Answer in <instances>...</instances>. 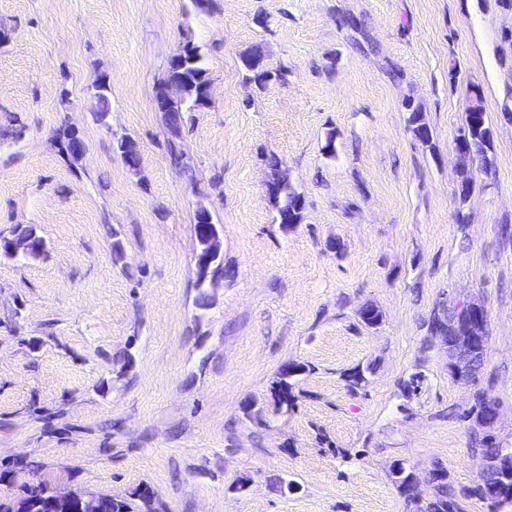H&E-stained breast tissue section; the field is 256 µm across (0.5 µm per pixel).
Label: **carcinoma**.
Masks as SVG:
<instances>
[{
    "label": "carcinoma",
    "instance_id": "carcinoma-1",
    "mask_svg": "<svg viewBox=\"0 0 512 512\" xmlns=\"http://www.w3.org/2000/svg\"><path fill=\"white\" fill-rule=\"evenodd\" d=\"M183 54L186 68V79L179 82L180 93L173 98L165 95L164 85L175 80L173 74H167L157 86L155 97L163 99V104L157 107V111L163 113L165 124L170 138L171 155L174 161L182 157L180 150V132L183 126L182 102L189 98L193 105L200 107L206 104L207 82L204 79L202 56L198 47L187 42L180 49ZM262 60V52L259 48H252L243 53V62L246 69L252 72L248 80L258 86H263L269 81L279 77V73L265 71V75L258 76L253 72V63ZM409 111L408 125L413 135L423 143L430 142L431 133L424 122L421 106L410 101L406 102ZM458 138L468 146V155L461 161L462 171L467 173L474 169L487 173L493 167V131L487 118L484 106V97L481 88L473 85L470 88V104L466 112L464 127ZM282 160L272 155L268 159L269 179L273 182V189L268 191L269 197L277 208L279 221L282 224H298L302 220L304 208L303 196L288 181L280 176L279 167ZM209 229L214 233L213 238L205 237L202 224L195 223V232L199 248L204 250L213 247H222V241L218 226L212 224ZM13 247L17 252L31 256H38L44 251V241L38 236L32 227L17 226L12 234ZM7 246L0 248V254L10 256ZM207 274L203 270L197 271L196 288L198 294L196 304L200 308L210 305L207 288ZM306 372V366L300 363H288L282 366L277 377L270 386L273 411L283 414L293 409L296 396L294 389L296 377ZM495 401L488 398L485 393L478 392L474 398V404L470 407L467 416L476 420L485 416ZM475 444L474 452L480 459L478 482L467 488L457 489L448 482L447 468L437 463L430 470L431 479L429 485L431 492L424 494L414 489L416 483L413 466L405 460L394 463L391 474L392 482L399 493L404 497L407 512H462L460 501L464 498H478L492 503L512 502V454L501 455L496 452L499 443L496 437L488 430L480 428L473 436ZM92 496L103 503H110L112 507L108 512H163V506L155 491L148 484H141L135 488L125 500L116 501L110 496L99 492Z\"/></svg>",
    "mask_w": 512,
    "mask_h": 512
}]
</instances>
